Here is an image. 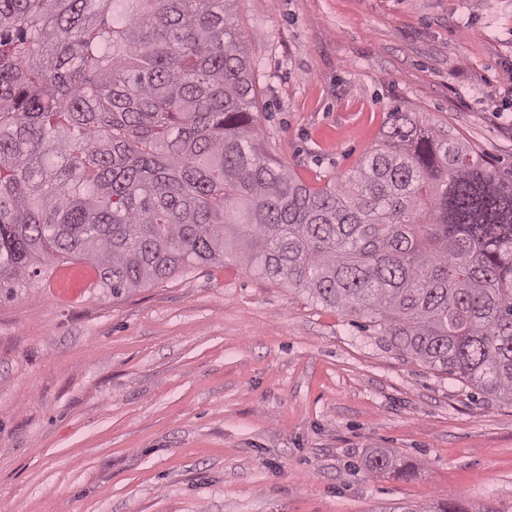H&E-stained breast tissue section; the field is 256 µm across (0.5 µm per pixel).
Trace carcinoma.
Segmentation results:
<instances>
[{"label": "carcinoma", "mask_w": 512, "mask_h": 512, "mask_svg": "<svg viewBox=\"0 0 512 512\" xmlns=\"http://www.w3.org/2000/svg\"><path fill=\"white\" fill-rule=\"evenodd\" d=\"M235 2L0 0V288L56 256L118 298L231 253L512 403V183L397 110L307 185L262 147Z\"/></svg>", "instance_id": "carcinoma-1"}]
</instances>
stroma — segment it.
<instances>
[{"instance_id": "1", "label": "stroma", "mask_w": 512, "mask_h": 512, "mask_svg": "<svg viewBox=\"0 0 512 512\" xmlns=\"http://www.w3.org/2000/svg\"><path fill=\"white\" fill-rule=\"evenodd\" d=\"M265 151L347 176L390 112L512 179V0H238ZM396 469L364 467L374 449ZM512 512V404L233 259L0 290V512Z\"/></svg>"}]
</instances>
